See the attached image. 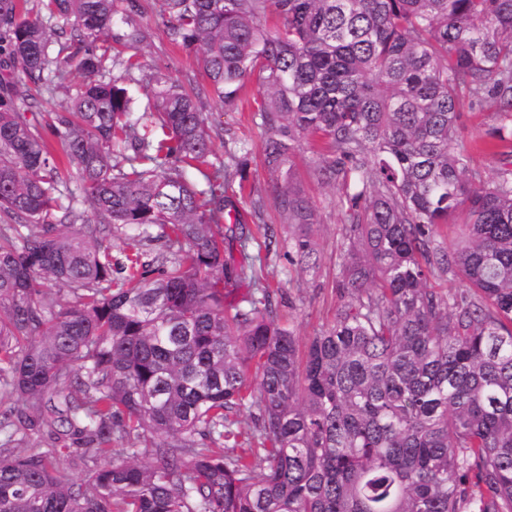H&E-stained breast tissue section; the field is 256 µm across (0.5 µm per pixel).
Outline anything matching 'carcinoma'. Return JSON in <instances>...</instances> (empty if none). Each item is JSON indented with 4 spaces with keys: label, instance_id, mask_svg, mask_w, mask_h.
<instances>
[{
    "label": "carcinoma",
    "instance_id": "cac0c4a2",
    "mask_svg": "<svg viewBox=\"0 0 512 512\" xmlns=\"http://www.w3.org/2000/svg\"><path fill=\"white\" fill-rule=\"evenodd\" d=\"M28 2L0 0V389L22 402L0 422V512H512V0H157L220 101L264 89L288 223H316L285 170L298 152L319 180L353 181L346 301L303 348L262 267L235 266L217 231L248 142L210 162L198 91L155 75L141 104L125 85L140 63L112 42L143 41L137 0ZM73 64L84 81L51 128L74 188L17 111ZM464 97L496 109L493 181L459 145ZM117 232L139 245L123 261ZM289 248L315 254L306 234ZM233 279L246 294L224 293ZM252 409L249 446L226 445L228 413ZM44 425L50 447L10 452Z\"/></svg>",
    "mask_w": 512,
    "mask_h": 512
}]
</instances>
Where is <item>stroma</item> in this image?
<instances>
[{"label": "stroma", "mask_w": 512, "mask_h": 512, "mask_svg": "<svg viewBox=\"0 0 512 512\" xmlns=\"http://www.w3.org/2000/svg\"><path fill=\"white\" fill-rule=\"evenodd\" d=\"M138 2L141 6L138 21L147 33L146 41L137 50L144 75L150 77L160 73L184 87L202 89L204 111L210 127L217 132L213 139V150L217 156H224L233 140L243 139L250 145L246 168L248 183L268 202L264 221L272 225L275 241L267 248L259 240L244 242L229 237L224 241V255L238 266L250 263L251 259L262 258L264 275L277 293L284 321L293 327L300 345H307L313 336L335 320L343 303L336 279L340 270V249L347 233L341 208L347 189L340 184L319 181L310 152L304 151L295 157L294 186L317 213L318 222L309 230L317 252V262L309 267L291 259L288 241L298 228L288 223L272 203L281 179L271 175L264 167L265 135L251 120L249 102L262 98V89L254 80H247L245 102L235 106L224 105L206 89L200 54L169 42L166 20L159 15L154 0ZM459 110L462 141L470 150L471 165L485 178H493L499 163L483 152L480 144L486 131L496 122L494 109L471 105L465 99Z\"/></svg>", "instance_id": "stroma-1"}]
</instances>
